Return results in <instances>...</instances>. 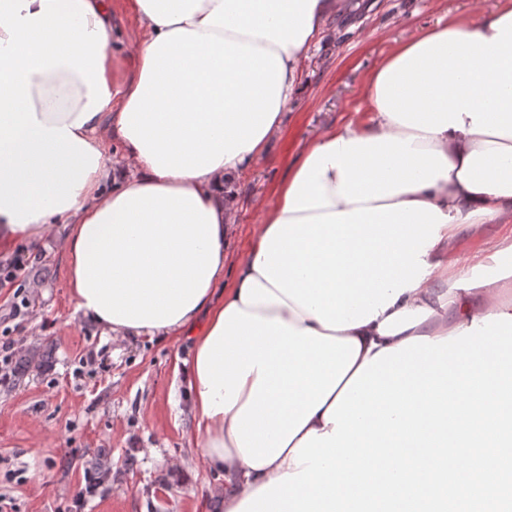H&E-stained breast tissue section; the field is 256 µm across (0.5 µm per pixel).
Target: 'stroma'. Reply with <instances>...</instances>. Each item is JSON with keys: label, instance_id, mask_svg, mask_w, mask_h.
Returning a JSON list of instances; mask_svg holds the SVG:
<instances>
[{"label": "stroma", "instance_id": "obj_1", "mask_svg": "<svg viewBox=\"0 0 512 512\" xmlns=\"http://www.w3.org/2000/svg\"><path fill=\"white\" fill-rule=\"evenodd\" d=\"M112 83L133 67L143 22L109 0ZM498 0H350L328 18L303 58L296 95L263 157L231 185L234 222L224 249L232 280L262 220L308 146L326 129L369 123L365 80L394 47L444 17L496 9ZM64 229L17 243L25 267L0 288V342H13L16 373L0 386V494L12 512H224V478L195 445L184 391L193 338L115 337L78 310L62 258ZM27 307L13 311L15 295ZM101 366L86 365L89 356ZM111 478L87 491L96 464Z\"/></svg>", "mask_w": 512, "mask_h": 512}]
</instances>
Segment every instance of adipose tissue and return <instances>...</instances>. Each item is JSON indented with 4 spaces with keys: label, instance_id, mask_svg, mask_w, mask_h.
<instances>
[{
    "label": "adipose tissue",
    "instance_id": "ef3b65f1",
    "mask_svg": "<svg viewBox=\"0 0 512 512\" xmlns=\"http://www.w3.org/2000/svg\"><path fill=\"white\" fill-rule=\"evenodd\" d=\"M145 22L112 87L106 0H0V254L68 228L78 310L113 336L194 331L184 382L224 512L295 473L292 451L364 361L512 315V0L397 46L373 118L291 171L222 302L226 187L258 161L300 62L345 0H125ZM122 159L111 162V143ZM502 224H474L467 232V239L462 247L465 252H472L484 240L503 235Z\"/></svg>",
    "mask_w": 512,
    "mask_h": 512
}]
</instances>
